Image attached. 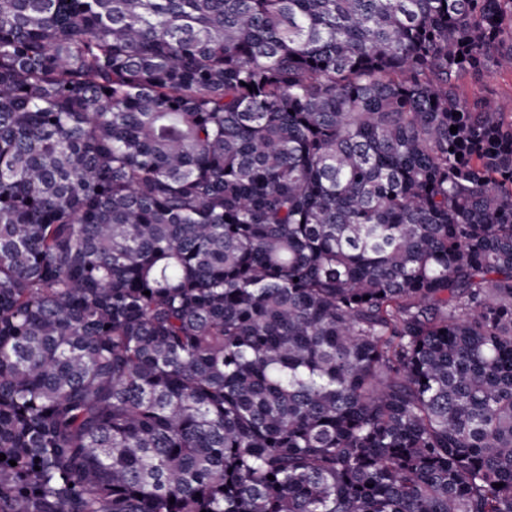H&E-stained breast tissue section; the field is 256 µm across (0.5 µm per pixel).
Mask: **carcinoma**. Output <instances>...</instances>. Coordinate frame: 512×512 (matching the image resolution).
Masks as SVG:
<instances>
[{
  "instance_id": "1",
  "label": "carcinoma",
  "mask_w": 512,
  "mask_h": 512,
  "mask_svg": "<svg viewBox=\"0 0 512 512\" xmlns=\"http://www.w3.org/2000/svg\"><path fill=\"white\" fill-rule=\"evenodd\" d=\"M491 68L512 0H0V512H512ZM463 89L470 101L482 96L512 99V75L491 69L479 77H467Z\"/></svg>"
}]
</instances>
